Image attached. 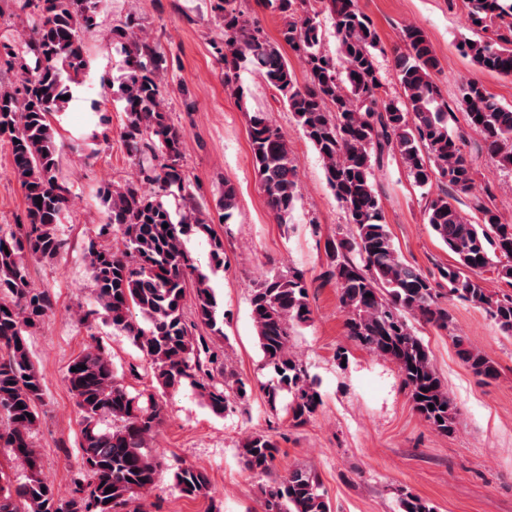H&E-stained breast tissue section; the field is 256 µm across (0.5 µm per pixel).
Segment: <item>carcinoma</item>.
I'll return each mask as SVG.
<instances>
[{"mask_svg":"<svg viewBox=\"0 0 512 512\" xmlns=\"http://www.w3.org/2000/svg\"><path fill=\"white\" fill-rule=\"evenodd\" d=\"M98 0H23L26 26L18 39L0 41V59L17 71L16 83L0 87V141L10 145L12 176L25 200V221L0 231V448L22 468L25 481L13 484L0 470V512H124L156 487L163 462L147 451L163 422L153 394H134L120 381L100 344L78 355L65 379L82 417V453L68 494L43 476L33 442L39 408L45 405L42 379L28 336L53 310L49 292L31 286L30 261L54 259L67 249L55 226L69 201L59 176L58 147L51 124L65 103L67 82L89 61L83 35L96 25ZM217 0L223 34L213 49L224 61L226 86L251 65L279 92L305 138L323 161L330 187L345 210L347 234L327 240L324 276L336 284L345 312L347 335L393 363L414 410L436 431H454L455 412L448 389L437 375L427 347L411 320L447 330L453 317L442 298L483 309L499 329L512 336V294H492L483 274L512 288V223L502 221L487 185L472 194L477 170L465 152L467 131L479 134L496 163L512 168V109L481 83L466 80L458 104L467 130L449 128L448 102L432 79L438 59L423 30H402L394 71L404 99L387 96L376 61L380 38L358 0H263L281 14V41L274 42L255 22ZM472 24L480 32L464 50L480 69L512 77V0H467ZM336 30L337 51L324 49L321 16ZM125 57L118 86L125 123L122 137L137 179L100 191L110 225L122 234L120 248L90 239L86 257L98 308L83 314L99 318L128 336L164 389L191 387L217 415L247 397V384L220 367L219 355L203 336H194L184 312L188 287L195 288L194 316L224 337V320L209 278L186 248L194 232L208 237L210 266L224 267V239L208 224L182 166L185 132L171 123L164 79L168 59L142 34L131 16L116 28ZM286 44L306 69L299 83L281 52ZM471 101H466V97ZM252 160L268 205L281 221L299 197L296 159L280 129L264 112H249ZM397 153L419 187L437 185L425 209L426 223L456 257V262L425 274L406 263L384 223L374 170L387 153ZM470 197L475 220L460 208ZM42 203H37V197ZM179 200L175 219L168 198ZM224 217L236 206V189L224 182L219 200ZM448 292H443V287ZM251 317L258 344L272 377L263 386L271 409L288 394V416L296 425L318 411L319 394L290 346L291 329L310 321L308 284L290 270L265 278L252 290ZM460 359L482 379L499 376L496 364L462 337H455ZM220 368L224 380L213 374ZM109 420L112 427L101 428ZM277 443L252 434L241 445L245 468L267 473ZM173 478L187 497L210 493L207 475L179 465ZM266 512H332L317 473L296 468L282 481L262 487ZM400 512H434L419 497L404 492Z\"/></svg>","mask_w":512,"mask_h":512,"instance_id":"obj_1","label":"carcinoma"}]
</instances>
